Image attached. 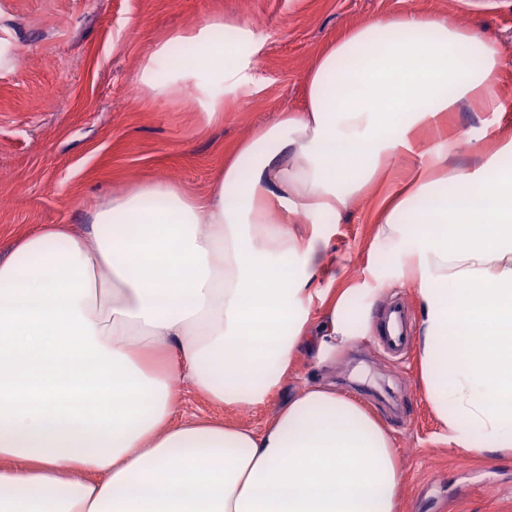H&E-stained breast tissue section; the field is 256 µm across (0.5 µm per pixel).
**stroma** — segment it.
Here are the masks:
<instances>
[{
    "label": "stroma",
    "mask_w": 512,
    "mask_h": 512,
    "mask_svg": "<svg viewBox=\"0 0 512 512\" xmlns=\"http://www.w3.org/2000/svg\"><path fill=\"white\" fill-rule=\"evenodd\" d=\"M410 13L493 37L512 96V0H0V255L45 224L88 233L98 203L143 180L208 193L228 152L301 107L304 77L328 45L372 17ZM215 22L225 44L245 28L257 50L225 88L223 118L211 122L196 100L153 96L138 76L162 43ZM448 130L489 147L497 134L512 133V111L493 115L475 101L449 113ZM417 162L394 156L386 178L326 220L333 261L314 285H351L355 303L372 299L364 337L322 363L299 352L281 390L259 405L217 404L182 382L177 415L258 430L288 395L330 385L391 434L402 472L399 512H512V453L489 458L446 442L417 351L395 357L371 342L392 299L416 303L398 265L387 263L373 217Z\"/></svg>",
    "instance_id": "stroma-1"
}]
</instances>
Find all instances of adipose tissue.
I'll list each match as a JSON object with an SVG mask.
<instances>
[{"instance_id":"adipose-tissue-1","label":"adipose tissue","mask_w":512,"mask_h":512,"mask_svg":"<svg viewBox=\"0 0 512 512\" xmlns=\"http://www.w3.org/2000/svg\"><path fill=\"white\" fill-rule=\"evenodd\" d=\"M224 26L162 45L153 95L192 93L221 119L247 57ZM497 42L425 14L350 28L282 112L225 160L210 193L145 181L99 204L88 235L47 224L0 258V512H398L387 430L324 385L259 432L175 421L189 380L209 400L261 404L300 349L361 336L351 289L314 316L325 215L419 159L387 194L377 238L420 308L425 394L460 449L512 450V136L454 164L443 120L512 106Z\"/></svg>"}]
</instances>
